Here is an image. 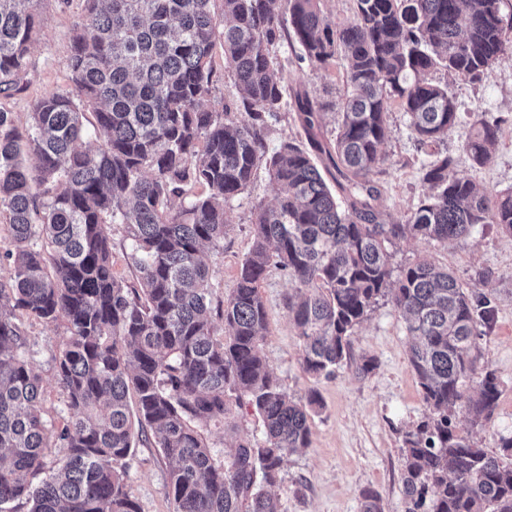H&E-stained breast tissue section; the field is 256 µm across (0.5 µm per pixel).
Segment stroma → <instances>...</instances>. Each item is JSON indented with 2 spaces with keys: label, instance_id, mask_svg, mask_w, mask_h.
<instances>
[{
  "label": "stroma",
  "instance_id": "stroma-1",
  "mask_svg": "<svg viewBox=\"0 0 512 512\" xmlns=\"http://www.w3.org/2000/svg\"><path fill=\"white\" fill-rule=\"evenodd\" d=\"M84 8L83 0H44L41 25L31 45L29 68L19 91L0 94V106L14 112L18 126H27L31 101L63 91L70 85L68 57L73 26ZM288 78L280 119L266 138L268 151L282 143L303 144L305 131L298 119L294 93L301 90L322 103L315 132L319 139H334L338 132L339 100L345 89L347 62L337 57L321 65L300 62L288 44L276 48ZM454 95L465 123L474 113L500 122L493 160L473 165L458 149V136L418 149L399 109L387 116L389 136L383 146L385 161L376 180L382 192L381 218L392 224L404 221L426 191L422 166L437 153L456 158L457 176L492 193L512 187V55L499 58L489 77L480 81L435 72ZM277 187L266 167H258L248 188L225 208L227 231L219 248L208 250L213 297L227 299L236 286L239 269L254 241L256 208L273 204ZM394 261L406 264L428 258L453 271L463 288L488 295L496 307L491 329L478 341L479 366L493 370L501 382L499 405L483 425L470 426L464 411H457L458 431L491 454H499L501 437L512 434V235L497 225L476 226L472 235L448 246L404 238L389 246ZM292 284L286 272L270 268L259 293L267 309V336L260 347L269 369L295 400L316 391L322 406L310 419L308 448L288 455L278 482L271 487L278 512H360L363 490H375L384 512H407L403 489L402 448L406 432L429 416L421 389L409 361L411 338L392 304H379L351 338L354 359L376 361L365 376L344 366L330 377L315 379L300 364L302 340L284 305ZM28 334L27 355L43 379L45 419L63 426L68 419L65 396L59 387L53 357L66 332L64 325L48 326L22 316ZM209 444L226 454L237 443L265 439L262 421L247 400L230 401L223 421L206 433ZM169 466L159 448L137 444L126 460V484L141 512H174L168 487Z\"/></svg>",
  "mask_w": 512,
  "mask_h": 512
}]
</instances>
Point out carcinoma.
<instances>
[{
    "label": "carcinoma",
    "instance_id": "obj_1",
    "mask_svg": "<svg viewBox=\"0 0 512 512\" xmlns=\"http://www.w3.org/2000/svg\"><path fill=\"white\" fill-rule=\"evenodd\" d=\"M40 2L0 0V92L26 75ZM84 2L70 89L31 102L23 132L0 107V211L15 246L5 253L10 284H0V512H16L20 500L29 512H141L124 471L137 440L154 441L168 460L175 512H277L263 486L276 484L287 454L310 445L321 402L313 390L292 400L260 355L259 282L272 266L294 284L285 305L302 367L316 379L351 359L350 338L380 300L404 320L433 414L405 435L408 512H512V463L452 421L458 407L474 424L498 407L500 383L474 354L494 321L492 301L425 259L394 265L387 248L405 237L445 244L479 224L512 234V188L481 192L440 155L422 168L428 192L416 209L385 224L374 180L393 106L422 147L461 128L448 85L431 74L488 77L512 54V0H354V18L342 24L321 0H222L219 15L216 0ZM284 40L299 46L300 61L344 54L347 93L329 142L313 134L317 103L296 93L310 149L285 142L269 155L265 136L286 83L273 48ZM218 42L245 119L227 105L205 107ZM89 110L100 145L83 150ZM499 130L481 119L465 133L461 148L474 164L492 160ZM315 156L342 178L341 195ZM262 163L276 202L256 211L236 288L214 305L203 248L224 240L225 206ZM112 224L125 225L132 241L133 282L112 272ZM19 311L65 323L54 363L69 419L59 430L42 415V378L26 355ZM232 395L255 408L266 445L240 443L218 458L205 432L224 419ZM52 446L63 449L57 472L34 486L26 477L43 470Z\"/></svg>",
    "mask_w": 512,
    "mask_h": 512
}]
</instances>
